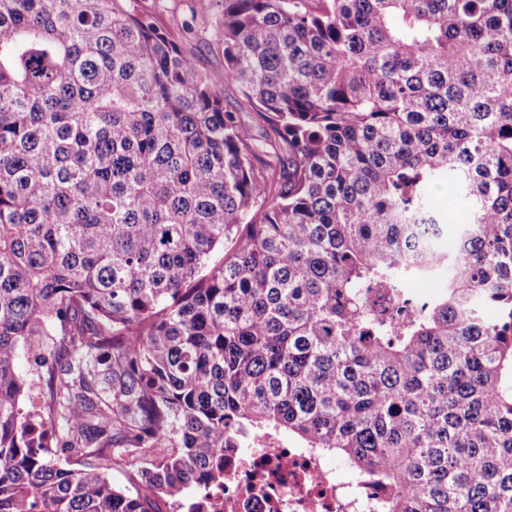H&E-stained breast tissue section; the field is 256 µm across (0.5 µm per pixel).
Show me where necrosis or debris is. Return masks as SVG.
I'll return each mask as SVG.
<instances>
[{
	"mask_svg": "<svg viewBox=\"0 0 512 512\" xmlns=\"http://www.w3.org/2000/svg\"><path fill=\"white\" fill-rule=\"evenodd\" d=\"M377 492L356 477L339 478L304 449L274 434L224 455L222 512H357Z\"/></svg>",
	"mask_w": 512,
	"mask_h": 512,
	"instance_id": "necrosis-or-debris-1",
	"label": "necrosis or debris"
}]
</instances>
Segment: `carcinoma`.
Listing matches in <instances>:
<instances>
[{"label":"carcinoma","mask_w":512,"mask_h":512,"mask_svg":"<svg viewBox=\"0 0 512 512\" xmlns=\"http://www.w3.org/2000/svg\"><path fill=\"white\" fill-rule=\"evenodd\" d=\"M182 26L239 98L138 0H0V512H216L259 431L384 512H512V0Z\"/></svg>","instance_id":"obj_1"}]
</instances>
